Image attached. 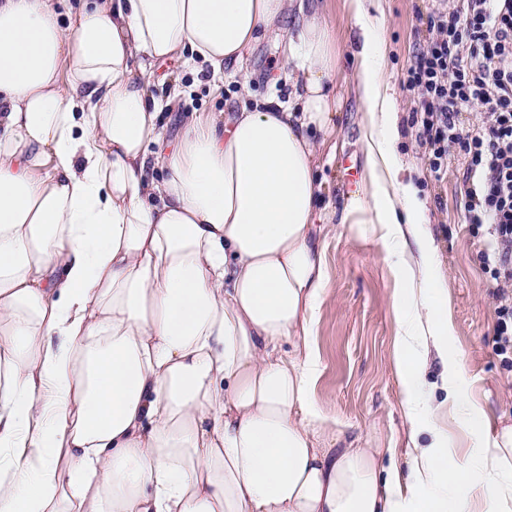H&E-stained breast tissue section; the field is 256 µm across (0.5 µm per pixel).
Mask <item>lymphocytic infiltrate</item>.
Masks as SVG:
<instances>
[{"label": "lymphocytic infiltrate", "instance_id": "obj_1", "mask_svg": "<svg viewBox=\"0 0 512 512\" xmlns=\"http://www.w3.org/2000/svg\"><path fill=\"white\" fill-rule=\"evenodd\" d=\"M428 27L407 74L417 135L435 176L449 152L464 160L465 219L487 236L479 259L497 299L496 351L512 368V0H435ZM474 107L484 119L464 125Z\"/></svg>", "mask_w": 512, "mask_h": 512}]
</instances>
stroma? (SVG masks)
Here are the masks:
<instances>
[{"instance_id": "stroma-1", "label": "stroma", "mask_w": 512, "mask_h": 512, "mask_svg": "<svg viewBox=\"0 0 512 512\" xmlns=\"http://www.w3.org/2000/svg\"><path fill=\"white\" fill-rule=\"evenodd\" d=\"M378 2L385 17L386 74L402 110L400 154L426 200L437 265L448 279V321L453 327L448 339V368L461 370L458 383L484 421L482 431L473 432L462 425L459 416L448 417L449 447L471 460L479 453L485 436L494 433L504 419L512 418V369L503 367L495 350L496 301L478 258L484 240L473 236L465 221L463 160L450 155L447 174L435 180L425 148L417 142L410 125L414 103L406 76L428 37L427 16L432 4L430 0ZM305 10L324 15L339 48V64L332 80L342 95L341 114L321 149L317 168L324 200L338 207L364 163L356 64L347 43L352 20L345 0H305ZM287 46V36L271 34L254 47L248 67L258 96L274 95L287 101L288 88L276 79ZM159 72L183 89L178 105L158 115L168 138H175L189 113L221 112L229 117L242 107L236 83L213 90L205 72L176 62L162 64ZM324 258L328 277L311 336L319 360L314 400L337 425L349 426L360 446L403 452L409 431L402 411L401 382L392 360L391 296L396 281L387 252L381 241L362 239L349 232L347 225L337 224L325 238Z\"/></svg>"}]
</instances>
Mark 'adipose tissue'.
Masks as SVG:
<instances>
[{"instance_id": "obj_1", "label": "adipose tissue", "mask_w": 512, "mask_h": 512, "mask_svg": "<svg viewBox=\"0 0 512 512\" xmlns=\"http://www.w3.org/2000/svg\"><path fill=\"white\" fill-rule=\"evenodd\" d=\"M368 4L348 2L366 154L339 221L395 258L406 469L312 396L330 222L312 134L339 108L326 19L288 35L300 109L195 112L171 141L156 65L249 92L248 56L303 0H83L66 27L56 0H0V512H512V425L463 460L446 419L478 417L424 391L448 363V293Z\"/></svg>"}]
</instances>
